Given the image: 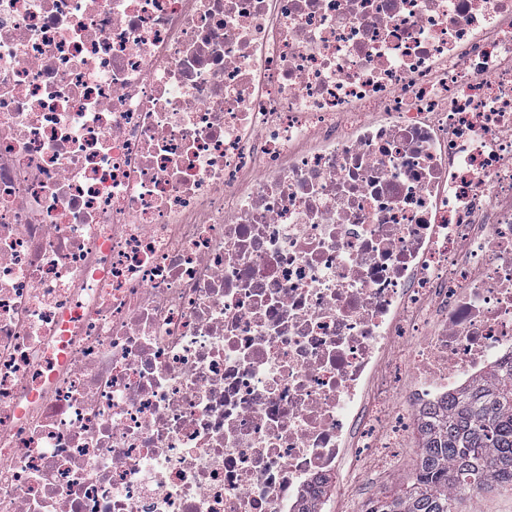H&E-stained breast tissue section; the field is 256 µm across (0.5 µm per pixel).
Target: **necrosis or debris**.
<instances>
[{
	"label": "necrosis or debris",
	"instance_id": "necrosis-or-debris-1",
	"mask_svg": "<svg viewBox=\"0 0 512 512\" xmlns=\"http://www.w3.org/2000/svg\"><path fill=\"white\" fill-rule=\"evenodd\" d=\"M512 352V0H0V512H297Z\"/></svg>",
	"mask_w": 512,
	"mask_h": 512
}]
</instances>
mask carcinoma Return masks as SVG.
I'll list each match as a JSON object with an SVG mask.
<instances>
[{"instance_id":"cac0c4a2","label":"carcinoma","mask_w":512,"mask_h":512,"mask_svg":"<svg viewBox=\"0 0 512 512\" xmlns=\"http://www.w3.org/2000/svg\"><path fill=\"white\" fill-rule=\"evenodd\" d=\"M417 432L415 475L369 512H457L467 491L512 487V355L423 415Z\"/></svg>"}]
</instances>
